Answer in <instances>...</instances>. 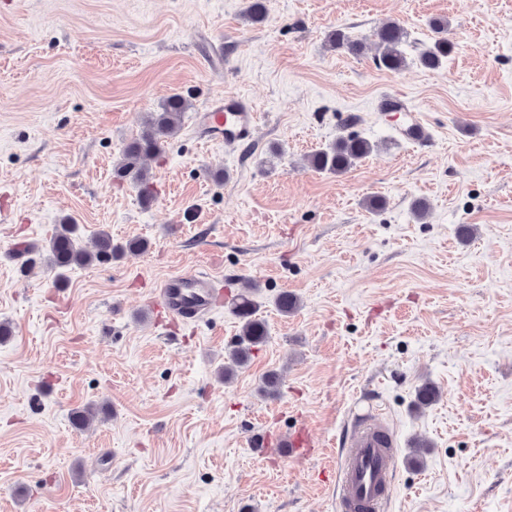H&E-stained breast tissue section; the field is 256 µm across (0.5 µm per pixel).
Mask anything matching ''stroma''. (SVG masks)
I'll return each instance as SVG.
<instances>
[{
	"label": "stroma",
	"mask_w": 512,
	"mask_h": 512,
	"mask_svg": "<svg viewBox=\"0 0 512 512\" xmlns=\"http://www.w3.org/2000/svg\"><path fill=\"white\" fill-rule=\"evenodd\" d=\"M246 5L0 0V512H337L336 440L371 408L398 437L388 512H512V0H267L260 25ZM434 18L454 44L437 70L328 42L374 43L391 20L412 57ZM227 91L260 114L231 150L192 129ZM384 92L424 113L432 146L396 140ZM175 93L191 109L145 162L146 205L112 167ZM352 133L377 150L340 176L307 166ZM65 220L148 248L56 273ZM196 269L219 280L211 316L153 310ZM251 282L269 335L227 379ZM426 381L440 397L419 411ZM90 403L106 416L78 428ZM300 429L313 453L282 463Z\"/></svg>",
	"instance_id": "obj_1"
}]
</instances>
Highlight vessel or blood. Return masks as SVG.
Listing matches in <instances>:
<instances>
[{"label": "vessel or blood", "instance_id": "b4317fda", "mask_svg": "<svg viewBox=\"0 0 512 512\" xmlns=\"http://www.w3.org/2000/svg\"><path fill=\"white\" fill-rule=\"evenodd\" d=\"M380 110L393 114L396 135L416 146L434 140L425 117L403 95L388 94ZM258 115L250 99L228 92L213 100L194 118L197 130L210 142L230 147L250 140ZM157 304L181 319L200 320L219 302L216 278L207 272H182L163 280L156 291ZM336 457L338 512H384L386 497L398 468L395 434L373 411L352 416L342 429Z\"/></svg>", "mask_w": 512, "mask_h": 512}]
</instances>
